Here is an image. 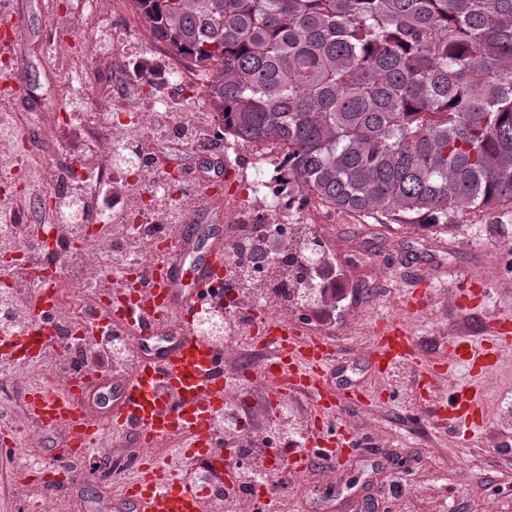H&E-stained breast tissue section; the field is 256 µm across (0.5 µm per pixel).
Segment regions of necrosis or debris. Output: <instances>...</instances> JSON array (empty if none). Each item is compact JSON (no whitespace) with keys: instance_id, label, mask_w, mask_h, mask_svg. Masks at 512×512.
I'll use <instances>...</instances> for the list:
<instances>
[{"instance_id":"obj_1","label":"necrosis or debris","mask_w":512,"mask_h":512,"mask_svg":"<svg viewBox=\"0 0 512 512\" xmlns=\"http://www.w3.org/2000/svg\"><path fill=\"white\" fill-rule=\"evenodd\" d=\"M152 37L121 22L112 25L111 37L82 43L70 61L58 69L57 78L65 92L62 101L65 120H78L91 151L78 152L63 140L55 126L47 133L62 162L48 161L22 137L24 128L38 123L30 112L0 113V224L21 228V235L0 233V255H20L21 265L0 277V337L8 339L16 328L27 329L30 350L22 362L0 366L9 380L31 390L33 385L64 384L87 375L86 352L95 337L86 333L90 315L107 304L100 284L107 277H123L137 287L141 271L148 269L159 249L175 245L176 226L189 222L199 206L196 185L184 171L175 170L158 152V142L191 139L209 141L223 148L225 155L236 152L234 141L217 139V121L199 122L185 103L195 97L198 72L189 63L167 64L163 76L170 88L164 98L147 102L122 99L97 100L83 112L73 108V90L80 84V65L94 54H111L123 60L133 45L151 42ZM279 145L268 144L251 158L249 172L239 192L224 197V267L213 278V288L224 295L223 305L211 306L218 317L220 345L225 358L236 368L230 387L233 406L246 402V391L254 375V360L266 350L258 348L253 360H246L240 336L251 333L261 320L285 321L304 316V309L288 304L274 294L273 282L292 283L291 273L280 267L276 257L284 247L297 245L306 235L328 236L335 219L315 199L301 200V207L315 212L311 224L289 221L281 212L260 225L241 223L253 194L266 192L278 199L280 188L266 180L269 168L282 164ZM99 183L110 184L115 199L111 209L94 207L88 193ZM45 265L56 273L44 319L32 313L31 295L42 282L30 275V268ZM283 403L269 405L263 426L255 431L235 432L225 428V412L213 416L216 441L240 442L245 448L264 447L269 437L283 429ZM267 457L251 458L239 467L232 483H203L206 500L226 497L250 501L257 486L252 474L266 467Z\"/></svg>"}]
</instances>
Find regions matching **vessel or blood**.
Wrapping results in <instances>:
<instances>
[{"instance_id": "obj_1", "label": "vessel or blood", "mask_w": 512, "mask_h": 512, "mask_svg": "<svg viewBox=\"0 0 512 512\" xmlns=\"http://www.w3.org/2000/svg\"><path fill=\"white\" fill-rule=\"evenodd\" d=\"M0 26L8 31L7 38L0 41V52L17 55L24 17L15 14L2 18ZM223 262V226H213L202 238L182 235L177 251L158 255L141 275L146 288L128 326L138 338L133 370L115 381L97 373L61 387H40L30 394L31 427L59 428L69 433V447L59 451V467L71 483L85 478L74 462L75 452L89 451L93 443L104 438L129 433L151 442L178 434L189 447L197 448L202 459L223 460V446L211 441V417L224 407L228 396L224 352L197 334L187 320L188 313L199 307V291ZM425 295V290L414 289L404 318H383L374 323L368 358L377 374H387L397 366L416 367L420 385L428 390L452 365L462 363L486 371L498 363L504 351L512 349V315L502 314L487 324L485 339H453L444 357L420 369L407 319L421 309ZM259 329L266 334L270 348L261 376L274 399L302 393L316 398L305 447L276 461L277 469L298 470L309 457V447L319 446L321 424L342 408L368 405L373 398L353 384L338 389L326 384L325 370L341 353L338 344L308 334L291 322L263 321ZM448 423L472 434L484 426V406L477 390L457 388L448 409ZM357 444V439L343 430L330 438L327 447H319L320 454L335 465ZM132 486L128 501L134 512H203L198 486L177 477L170 457L151 456Z\"/></svg>"}]
</instances>
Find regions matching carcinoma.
<instances>
[{
  "label": "carcinoma",
  "instance_id": "cac0c4a2",
  "mask_svg": "<svg viewBox=\"0 0 512 512\" xmlns=\"http://www.w3.org/2000/svg\"><path fill=\"white\" fill-rule=\"evenodd\" d=\"M132 2L224 135L286 146L288 192L440 233L512 212V0Z\"/></svg>",
  "mask_w": 512,
  "mask_h": 512
}]
</instances>
